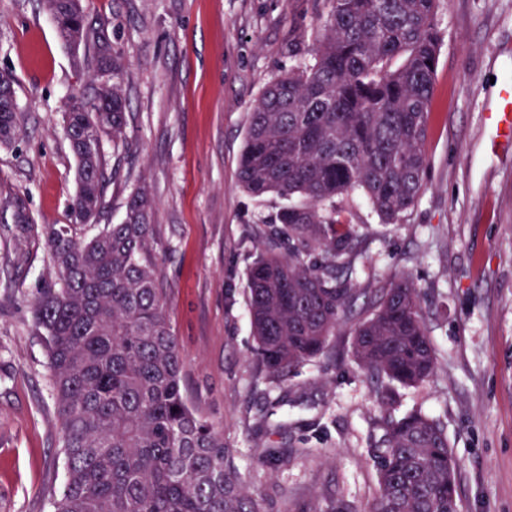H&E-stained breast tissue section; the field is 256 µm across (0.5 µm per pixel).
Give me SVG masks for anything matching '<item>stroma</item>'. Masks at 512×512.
I'll return each mask as SVG.
<instances>
[{
    "instance_id": "stroma-1",
    "label": "stroma",
    "mask_w": 512,
    "mask_h": 512,
    "mask_svg": "<svg viewBox=\"0 0 512 512\" xmlns=\"http://www.w3.org/2000/svg\"><path fill=\"white\" fill-rule=\"evenodd\" d=\"M90 35L121 59L125 140L104 141L100 221L122 220L145 188L153 249L183 358L186 397L224 435V463L263 512H368L378 495L371 443L386 418H439L457 461L461 512H512V148L485 119L512 66V0H438L440 52L425 151L427 189L399 221L357 194L337 199L362 239L359 287L408 280L421 292L437 367L382 398L343 321L326 355L287 381L258 365L246 274L263 221L282 206L237 182L251 106L295 67L322 0H83ZM37 0H0V71L12 72L24 134L0 145V512H51L65 472L44 332L33 302L52 273L42 233L71 223L76 161L70 96H92Z\"/></svg>"
}]
</instances>
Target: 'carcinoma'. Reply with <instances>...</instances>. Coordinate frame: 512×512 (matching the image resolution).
<instances>
[{"mask_svg": "<svg viewBox=\"0 0 512 512\" xmlns=\"http://www.w3.org/2000/svg\"><path fill=\"white\" fill-rule=\"evenodd\" d=\"M39 2L64 43H88L82 0ZM437 2L324 0V34L310 57L249 112L239 184L288 201L266 221V246L247 273L256 356L273 378L324 354L346 317L372 381L418 386L435 371L413 284L377 288L356 307L355 225L335 202L360 192L393 223L425 192ZM95 59L102 73L119 69L102 36ZM64 117L78 190L72 223L43 229L56 276L34 302L64 431L65 484L52 512H261L224 469L223 435L184 397L146 191L131 195L121 223L78 234L104 209L102 143L126 137V100L104 82L91 99L71 97ZM22 134L14 78L0 71V144ZM373 448L379 493L369 512H448L459 500L456 460L436 419L419 410L390 418Z\"/></svg>", "mask_w": 512, "mask_h": 512, "instance_id": "cac0c4a2", "label": "carcinoma"}]
</instances>
